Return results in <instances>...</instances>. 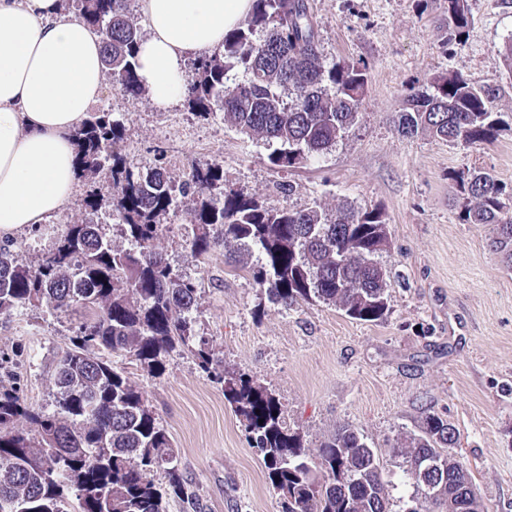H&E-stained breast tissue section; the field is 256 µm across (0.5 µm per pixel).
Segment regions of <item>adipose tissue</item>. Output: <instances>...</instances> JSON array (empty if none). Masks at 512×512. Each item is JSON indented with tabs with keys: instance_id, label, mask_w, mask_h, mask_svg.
Returning <instances> with one entry per match:
<instances>
[{
	"instance_id": "1",
	"label": "adipose tissue",
	"mask_w": 512,
	"mask_h": 512,
	"mask_svg": "<svg viewBox=\"0 0 512 512\" xmlns=\"http://www.w3.org/2000/svg\"><path fill=\"white\" fill-rule=\"evenodd\" d=\"M137 75L157 107L181 101L189 57L219 49L251 0H140ZM103 82L101 41L59 0H0V235L43 222L79 174L75 132Z\"/></svg>"
}]
</instances>
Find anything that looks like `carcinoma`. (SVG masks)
<instances>
[{"mask_svg": "<svg viewBox=\"0 0 512 512\" xmlns=\"http://www.w3.org/2000/svg\"><path fill=\"white\" fill-rule=\"evenodd\" d=\"M78 16L102 40L103 65L129 100L145 95L136 74L140 28L129 0H74ZM469 26L466 0H448L454 36ZM263 34L258 38L257 34ZM240 69L243 83L226 75ZM197 78L187 85L189 109L206 118L216 110L239 132L275 145L268 156L293 168L329 150L354 124L367 85V65L340 61L327 67L308 0H252L245 21L224 34L223 47L195 60ZM494 90L477 88L457 73L438 76L431 91L407 95L397 132L420 130L450 143L494 140L499 120ZM124 124L106 110L89 113L75 132L80 164L109 171L113 211L135 249L120 251L93 221L72 224L54 251L36 265L18 263L12 243L0 244V314L36 304L65 312L74 304L95 310L70 338L54 373L53 412L28 405L19 390L0 391V512H164V497L184 512H202L195 483L184 475L168 436L143 393L98 355H128L148 370L184 347L243 421L251 447L262 456L281 512H395L390 482L378 449L348 425H340L315 452L289 433L278 399L252 377L231 371L194 330L197 285L156 251L177 196H191V252L224 251L225 262L252 274L268 300L286 308L300 301L333 305L348 317L375 322L388 311L390 271L377 261L389 244L380 214L352 204L329 217L318 206L275 208L238 188H224L222 169H193V181L175 187L165 169L144 174L119 161L112 145ZM461 188L472 199L465 221L495 224L494 241L512 264V216L506 190L482 169L468 171ZM259 266L248 263L253 250ZM25 427L18 428V422ZM455 432L437 415L420 433L390 449L400 457L413 493L400 512H480L464 466L440 451ZM429 459L438 474L422 475ZM319 464L324 482L312 477ZM164 469L167 486L152 472Z\"/></svg>", "mask_w": 512, "mask_h": 512, "instance_id": "cac0c4a2", "label": "carcinoma"}]
</instances>
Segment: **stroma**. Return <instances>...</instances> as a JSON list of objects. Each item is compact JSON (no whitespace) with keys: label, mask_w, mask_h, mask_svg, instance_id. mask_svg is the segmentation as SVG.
<instances>
[{"label":"stroma","mask_w":512,"mask_h":512,"mask_svg":"<svg viewBox=\"0 0 512 512\" xmlns=\"http://www.w3.org/2000/svg\"><path fill=\"white\" fill-rule=\"evenodd\" d=\"M325 65L363 61L368 82L355 124L328 151L287 170L272 165L261 138L239 134L222 112L200 118L185 102L157 107L128 101L104 79L97 107L111 110L125 134L114 153L140 169L170 161L175 181L206 163L224 168V184L273 207L342 203L379 212L389 245L379 260L392 278L389 311L379 322L347 317L335 306L269 301L223 251L193 256L187 244L192 198L164 221L156 248L199 287L196 330L226 365L262 383L278 398L290 431L318 448L340 425L383 453L398 488L395 442L440 416L456 430L449 452L463 462L485 512H512V269L493 246L497 227L470 224L461 173L491 172L512 189V0H467L469 28L448 38V0H309ZM454 72L497 91L500 131L490 142L450 145L420 133L405 137L393 118L410 91ZM108 196L104 175L81 173L68 203L38 229L11 241L19 262L49 256L68 225L90 214L87 195ZM97 220L111 221L102 205ZM86 309L27 306L0 315V358L34 407L52 411L53 374ZM125 369L152 405L177 459L196 483L205 512H280L268 471L244 425L186 351L165 355L155 373L105 353Z\"/></svg>","instance_id":"obj_1"}]
</instances>
